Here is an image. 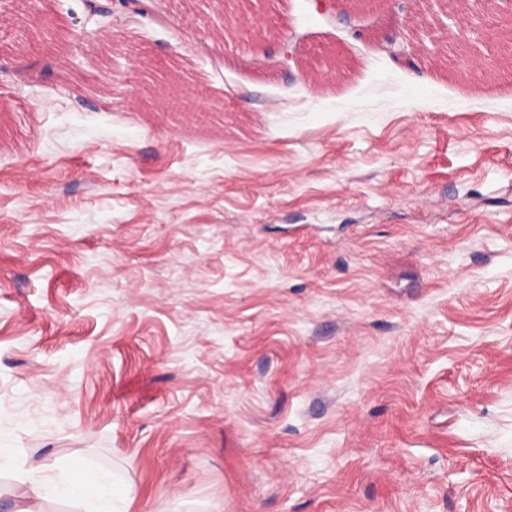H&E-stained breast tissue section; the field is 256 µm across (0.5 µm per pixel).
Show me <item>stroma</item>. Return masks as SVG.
Listing matches in <instances>:
<instances>
[{"mask_svg":"<svg viewBox=\"0 0 512 512\" xmlns=\"http://www.w3.org/2000/svg\"><path fill=\"white\" fill-rule=\"evenodd\" d=\"M235 2L0 30V512L74 462L128 512H512V53L420 25L467 0ZM38 1H26V18L22 21L19 29L20 35L26 40L36 43L44 44L55 40L57 32L54 25L42 17L39 21L32 20V13L39 8L36 6Z\"/></svg>","mask_w":512,"mask_h":512,"instance_id":"stroma-1","label":"stroma"}]
</instances>
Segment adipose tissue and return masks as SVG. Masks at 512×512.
<instances>
[{
	"label": "adipose tissue",
	"instance_id": "obj_1",
	"mask_svg": "<svg viewBox=\"0 0 512 512\" xmlns=\"http://www.w3.org/2000/svg\"><path fill=\"white\" fill-rule=\"evenodd\" d=\"M28 486L25 505L20 512H41V503L49 495L79 499L84 512H120L119 504L129 498V488L105 477L88 479L83 466L68 467L56 480L48 479L37 471H28L23 475Z\"/></svg>",
	"mask_w": 512,
	"mask_h": 512
}]
</instances>
